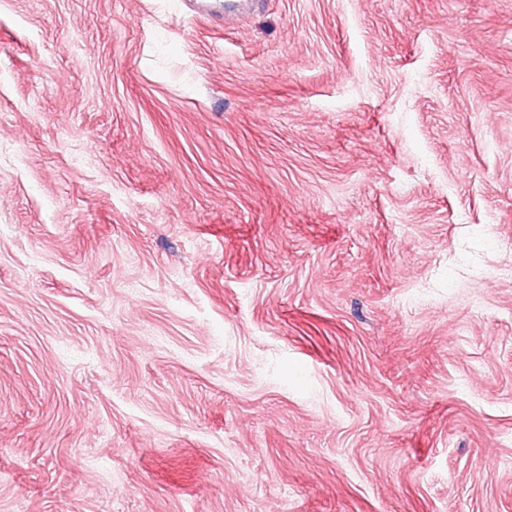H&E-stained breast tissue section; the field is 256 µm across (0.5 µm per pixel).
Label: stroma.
Returning a JSON list of instances; mask_svg holds the SVG:
<instances>
[{
	"label": "stroma",
	"instance_id": "35a3bbf8",
	"mask_svg": "<svg viewBox=\"0 0 512 512\" xmlns=\"http://www.w3.org/2000/svg\"><path fill=\"white\" fill-rule=\"evenodd\" d=\"M512 0H0V512H512Z\"/></svg>",
	"mask_w": 512,
	"mask_h": 512
}]
</instances>
